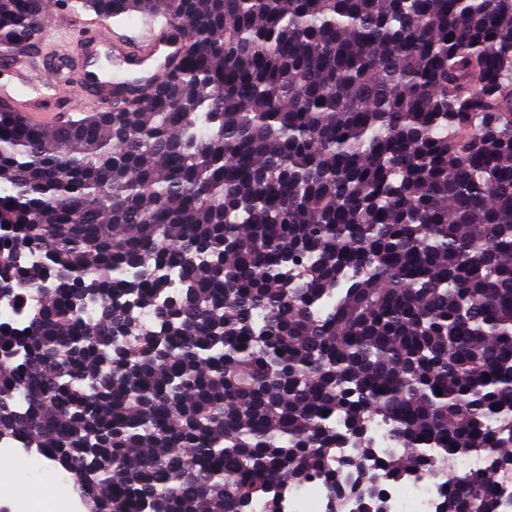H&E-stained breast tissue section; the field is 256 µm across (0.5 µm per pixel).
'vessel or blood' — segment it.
Returning <instances> with one entry per match:
<instances>
[{"instance_id":"1","label":"vessel or blood","mask_w":512,"mask_h":512,"mask_svg":"<svg viewBox=\"0 0 512 512\" xmlns=\"http://www.w3.org/2000/svg\"><path fill=\"white\" fill-rule=\"evenodd\" d=\"M183 41V31L173 21L152 29L142 46L113 38L108 20H98L80 45L78 92L107 106L144 96L179 55ZM0 69L11 76L9 83L0 84V108L15 112L23 123L33 126L53 127L67 120V112L30 93L31 87L43 82L44 71L21 58L0 60Z\"/></svg>"}]
</instances>
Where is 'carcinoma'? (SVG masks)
<instances>
[{
  "label": "carcinoma",
  "mask_w": 512,
  "mask_h": 512,
  "mask_svg": "<svg viewBox=\"0 0 512 512\" xmlns=\"http://www.w3.org/2000/svg\"><path fill=\"white\" fill-rule=\"evenodd\" d=\"M81 4L185 45L130 105L0 112V299L28 306L0 321V438L86 512H281L272 485L312 480L345 512L417 470L437 512H500L512 0ZM43 8L0 0L1 53ZM372 415L408 452L370 470Z\"/></svg>",
  "instance_id": "obj_1"
}]
</instances>
